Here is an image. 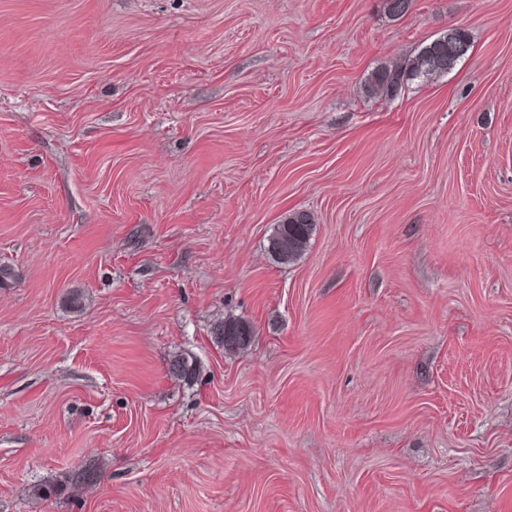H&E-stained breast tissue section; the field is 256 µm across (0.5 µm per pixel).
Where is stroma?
Segmentation results:
<instances>
[{"mask_svg": "<svg viewBox=\"0 0 512 512\" xmlns=\"http://www.w3.org/2000/svg\"><path fill=\"white\" fill-rule=\"evenodd\" d=\"M0 264V512H512V0H0ZM448 34L451 36L449 43ZM470 47V36L465 28H448V33L425 45L401 65H385L373 70L365 80V92L370 96H394L408 80L432 79L447 74L467 55ZM455 48H461L462 53L456 55ZM313 230L314 219L309 212L290 214L268 236V254L281 264L294 262L307 247ZM216 342L228 354H237L247 350L253 340V329L245 321L228 318L216 323L212 328ZM197 372V362L183 354L172 356L167 364L168 376L177 381H189Z\"/></svg>", "mask_w": 512, "mask_h": 512, "instance_id": "stroma-1", "label": "stroma"}]
</instances>
